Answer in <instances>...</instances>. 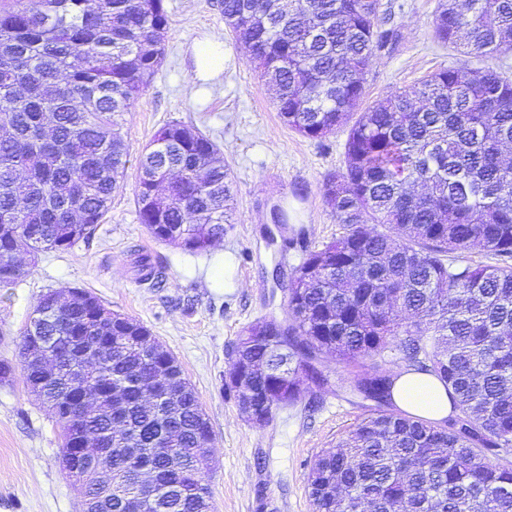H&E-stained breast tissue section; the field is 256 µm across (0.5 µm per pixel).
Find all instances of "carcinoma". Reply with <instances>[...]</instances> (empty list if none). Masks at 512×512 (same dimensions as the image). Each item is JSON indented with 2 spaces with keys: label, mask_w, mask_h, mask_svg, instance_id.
<instances>
[{
  "label": "carcinoma",
  "mask_w": 512,
  "mask_h": 512,
  "mask_svg": "<svg viewBox=\"0 0 512 512\" xmlns=\"http://www.w3.org/2000/svg\"><path fill=\"white\" fill-rule=\"evenodd\" d=\"M289 127L324 138L347 123L363 73L390 31L381 0H221ZM164 0H10L0 5V285L22 255L67 251L89 238L119 187L128 147L120 122L163 55ZM435 35L466 53L512 47V0H439ZM512 78L441 69L418 89L360 113L345 168L324 197L347 231L310 250L288 287V323L252 325L234 352L265 364L254 388L267 416L328 378L325 356L353 367L351 393L375 403L337 451L308 474L313 512H512ZM141 223L191 254L231 223L230 170L218 144L181 123L162 127L140 161ZM286 241L304 230L275 205ZM479 248L494 265L458 263ZM112 322L93 362L72 369L73 339ZM37 345L50 361L28 360ZM395 348L435 376L453 410L434 422L391 409L392 372L366 360ZM23 377L62 427L105 442L78 467L86 512H201L211 426L188 380L158 390L176 359L142 324L98 299L44 294L22 339ZM127 387L112 399L110 384ZM96 391L76 423V387ZM169 434L168 447L157 443ZM156 492L148 499L145 485Z\"/></svg>",
  "instance_id": "1"
}]
</instances>
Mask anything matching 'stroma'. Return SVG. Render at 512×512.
Wrapping results in <instances>:
<instances>
[{
	"label": "stroma",
	"mask_w": 512,
	"mask_h": 512,
	"mask_svg": "<svg viewBox=\"0 0 512 512\" xmlns=\"http://www.w3.org/2000/svg\"><path fill=\"white\" fill-rule=\"evenodd\" d=\"M395 36L364 74L363 107L418 86L447 67H490L512 77V48L476 57L439 42L438 0H383ZM169 24L162 63L144 93L123 116L129 154L123 180L94 235L65 252L24 260L16 285L0 288V512H84L81 486L61 471L62 429L24 384L21 343L39 298L50 290L91 292L109 309L143 324L171 352L194 387L211 428V460L204 480L213 512H313L308 491L317 455L335 449L369 415L367 404L343 389L347 367L328 357V383L313 403L276 411L263 425L245 419L225 388L231 351L256 322L288 315L281 289L306 251L344 232L325 202L323 185L344 166L346 128L310 138L280 118L272 91L247 48L224 23L220 0H164ZM224 45V68L199 73L194 48ZM198 128L220 147L232 171L234 212L220 250L188 254L155 240L141 224L136 203L139 159L165 124ZM288 208L304 238L269 242L273 204ZM164 267L160 287L145 283L139 260ZM223 264L215 286L210 270Z\"/></svg>",
	"instance_id": "stroma-1"
}]
</instances>
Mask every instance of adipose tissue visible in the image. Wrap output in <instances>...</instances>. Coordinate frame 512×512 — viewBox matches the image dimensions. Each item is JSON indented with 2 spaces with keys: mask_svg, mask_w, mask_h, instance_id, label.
<instances>
[{
  "mask_svg": "<svg viewBox=\"0 0 512 512\" xmlns=\"http://www.w3.org/2000/svg\"><path fill=\"white\" fill-rule=\"evenodd\" d=\"M393 399L410 415L442 420L452 410L447 390L431 375L421 371L396 369Z\"/></svg>",
  "mask_w": 512,
  "mask_h": 512,
  "instance_id": "obj_1",
  "label": "adipose tissue"
}]
</instances>
